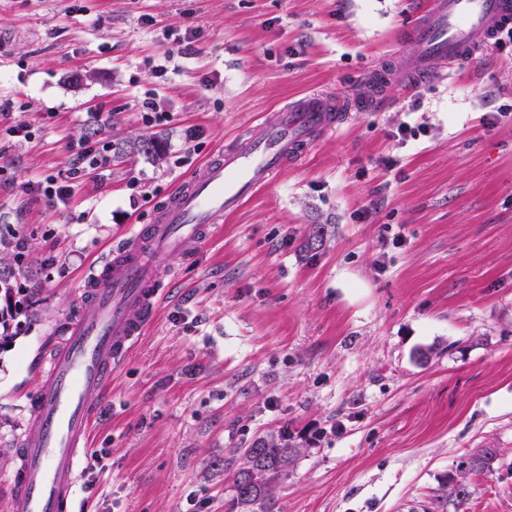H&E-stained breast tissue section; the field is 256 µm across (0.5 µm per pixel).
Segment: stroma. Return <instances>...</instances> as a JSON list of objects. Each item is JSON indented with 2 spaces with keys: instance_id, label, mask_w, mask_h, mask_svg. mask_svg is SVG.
I'll return each instance as SVG.
<instances>
[{
  "instance_id": "obj_1",
  "label": "stroma",
  "mask_w": 512,
  "mask_h": 512,
  "mask_svg": "<svg viewBox=\"0 0 512 512\" xmlns=\"http://www.w3.org/2000/svg\"><path fill=\"white\" fill-rule=\"evenodd\" d=\"M430 0H0V259L23 327L0 344V512L35 372L86 271L244 128L305 93L357 101L177 269L92 397L82 512H229L246 448L299 453L253 512H512V44L371 107L364 74ZM164 122H157V115ZM409 135H400V128ZM159 135L156 153L117 142ZM108 147L67 208L25 185ZM26 240L17 253L15 236ZM8 297V298H11ZM8 298L0 297V309ZM480 448L493 472L469 470Z\"/></svg>"
}]
</instances>
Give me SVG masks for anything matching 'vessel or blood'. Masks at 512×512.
Returning <instances> with one entry per match:
<instances>
[{
	"instance_id": "obj_1",
	"label": "vessel or blood",
	"mask_w": 512,
	"mask_h": 512,
	"mask_svg": "<svg viewBox=\"0 0 512 512\" xmlns=\"http://www.w3.org/2000/svg\"><path fill=\"white\" fill-rule=\"evenodd\" d=\"M512 30V0H432L429 13L406 30L417 47L413 63L372 69L374 89L400 78L412 91L447 78L458 61L491 49ZM441 70H433V62ZM352 101L315 94L267 114L170 193L151 224L133 226L80 296L57 344L38 372L29 400L31 423L18 442L8 512H77V486L87 460L92 397L111 391L112 375L153 322L171 270L156 259H187L207 241L225 213L297 162L321 135L334 130Z\"/></svg>"
}]
</instances>
